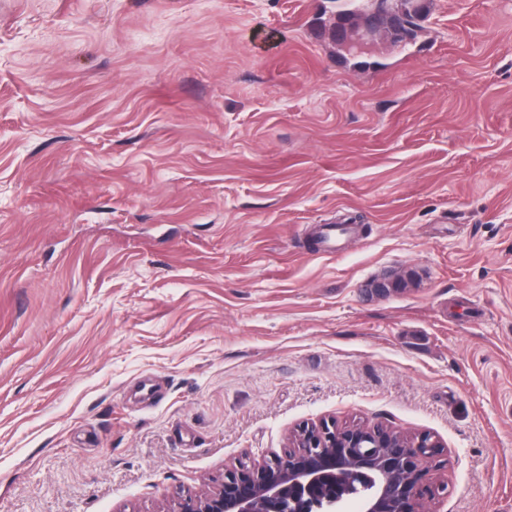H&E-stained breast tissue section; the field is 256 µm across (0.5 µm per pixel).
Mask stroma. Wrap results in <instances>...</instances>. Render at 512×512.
<instances>
[{"label":"stroma","mask_w":512,"mask_h":512,"mask_svg":"<svg viewBox=\"0 0 512 512\" xmlns=\"http://www.w3.org/2000/svg\"><path fill=\"white\" fill-rule=\"evenodd\" d=\"M433 2L0 0V512H166L320 421L512 512V0ZM349 231L348 224H322L317 226L313 233V245L310 253L314 255L336 254Z\"/></svg>","instance_id":"1"}]
</instances>
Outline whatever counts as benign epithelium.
Listing matches in <instances>:
<instances>
[{
  "mask_svg": "<svg viewBox=\"0 0 512 512\" xmlns=\"http://www.w3.org/2000/svg\"><path fill=\"white\" fill-rule=\"evenodd\" d=\"M438 443L383 424L311 423L282 455L224 473L209 490L179 497L168 512H426Z\"/></svg>",
  "mask_w": 512,
  "mask_h": 512,
  "instance_id": "benign-epithelium-1",
  "label": "benign epithelium"
}]
</instances>
